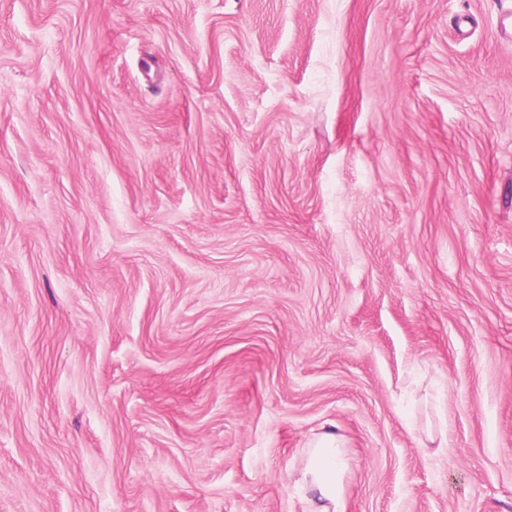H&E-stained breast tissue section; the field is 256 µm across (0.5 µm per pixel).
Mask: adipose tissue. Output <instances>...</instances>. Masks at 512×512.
<instances>
[{
    "mask_svg": "<svg viewBox=\"0 0 512 512\" xmlns=\"http://www.w3.org/2000/svg\"><path fill=\"white\" fill-rule=\"evenodd\" d=\"M343 446V440L331 428L311 439L303 468L293 474L302 491L304 512H346L347 462Z\"/></svg>",
    "mask_w": 512,
    "mask_h": 512,
    "instance_id": "1",
    "label": "adipose tissue"
}]
</instances>
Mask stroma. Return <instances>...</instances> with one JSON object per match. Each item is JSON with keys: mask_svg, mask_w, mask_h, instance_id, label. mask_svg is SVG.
<instances>
[{"mask_svg": "<svg viewBox=\"0 0 512 512\" xmlns=\"http://www.w3.org/2000/svg\"><path fill=\"white\" fill-rule=\"evenodd\" d=\"M328 426L512 512V0H0V512H303Z\"/></svg>", "mask_w": 512, "mask_h": 512, "instance_id": "stroma-1", "label": "stroma"}]
</instances>
